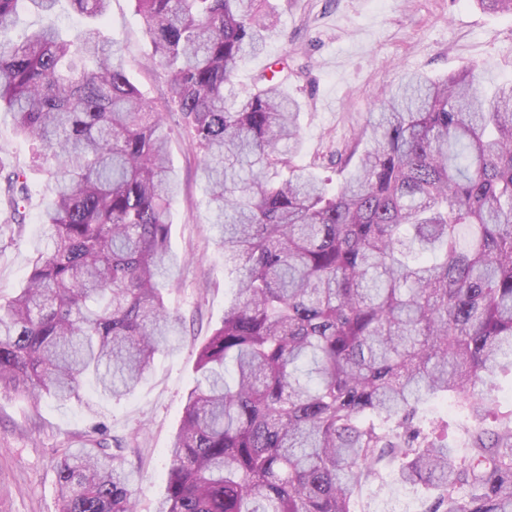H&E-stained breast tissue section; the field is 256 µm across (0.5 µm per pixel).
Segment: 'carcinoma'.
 I'll return each mask as SVG.
<instances>
[{
  "mask_svg": "<svg viewBox=\"0 0 512 512\" xmlns=\"http://www.w3.org/2000/svg\"><path fill=\"white\" fill-rule=\"evenodd\" d=\"M59 0H0V107L56 167L42 242L0 304V391L133 393L179 350L164 300L177 184L164 112L200 154L224 265V320L201 344L158 512H357L396 464L427 512H512V81L405 73L381 94L331 191L302 163L300 103L275 80L240 98L239 64L277 35L261 0H134L164 111L103 29L51 21ZM43 24L16 40L20 11ZM4 223L25 172L0 163ZM128 443L61 449L59 512H136Z\"/></svg>",
  "mask_w": 512,
  "mask_h": 512,
  "instance_id": "cac0c4a2",
  "label": "carcinoma"
}]
</instances>
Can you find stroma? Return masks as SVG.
<instances>
[{
	"mask_svg": "<svg viewBox=\"0 0 512 512\" xmlns=\"http://www.w3.org/2000/svg\"><path fill=\"white\" fill-rule=\"evenodd\" d=\"M267 9L280 34L240 64L235 90L254 91L269 63L287 59L296 74L282 89L301 104L304 160L323 178L335 177L337 154L400 72L440 78L472 67L489 89L512 80V17L483 10L477 0H269ZM106 25L131 81L158 101L164 78L145 63L150 46L132 0H111ZM166 131L179 183L171 249L184 262L171 269L165 300L185 321L182 345L175 353H159L136 391L120 399L92 385L76 398L48 397L36 405L18 393L0 394V512H58V454L78 446L83 433L98 425L132 447L126 468L138 512H155L165 495L168 448L194 384L196 350L223 321L235 282L215 244L198 156L177 114H168ZM33 152L17 135L10 112L1 109L0 160L29 176L24 230L0 252L2 304L29 270L41 215L52 199V178L33 167ZM399 502L407 512L427 508L419 490L398 485L389 473L384 484L363 490L357 506L391 512Z\"/></svg>",
	"mask_w": 512,
	"mask_h": 512,
	"instance_id": "1",
	"label": "stroma"
}]
</instances>
